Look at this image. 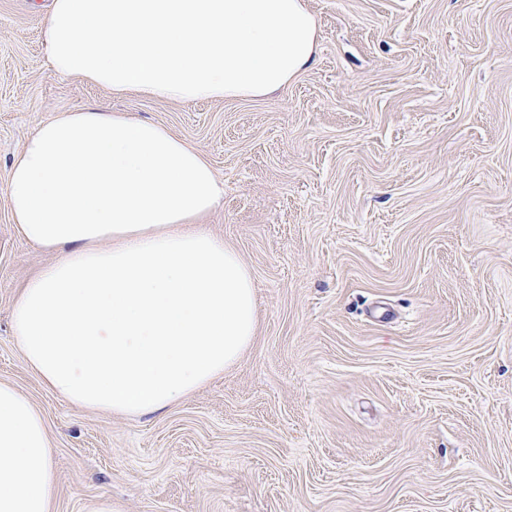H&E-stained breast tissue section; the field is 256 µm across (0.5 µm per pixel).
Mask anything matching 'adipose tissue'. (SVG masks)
<instances>
[{"label": "adipose tissue", "mask_w": 512, "mask_h": 512, "mask_svg": "<svg viewBox=\"0 0 512 512\" xmlns=\"http://www.w3.org/2000/svg\"><path fill=\"white\" fill-rule=\"evenodd\" d=\"M53 70L176 102L281 90L317 50L302 0H53ZM18 233L55 259L19 289L16 342L79 407L140 417L223 375L257 334L254 278L198 221L224 185L164 126L92 108L42 124L5 187ZM41 413L0 383V512H53Z\"/></svg>", "instance_id": "1"}]
</instances>
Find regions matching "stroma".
I'll list each match as a JSON object with an SVG mask.
<instances>
[{"label": "stroma", "instance_id": "1", "mask_svg": "<svg viewBox=\"0 0 512 512\" xmlns=\"http://www.w3.org/2000/svg\"><path fill=\"white\" fill-rule=\"evenodd\" d=\"M315 64L267 96H112L55 73L50 0H0V382L45 418L55 512H512V0H302ZM165 126L224 184L202 226L258 334L161 414L57 397L12 335L54 260L3 190L40 124Z\"/></svg>", "mask_w": 512, "mask_h": 512}]
</instances>
